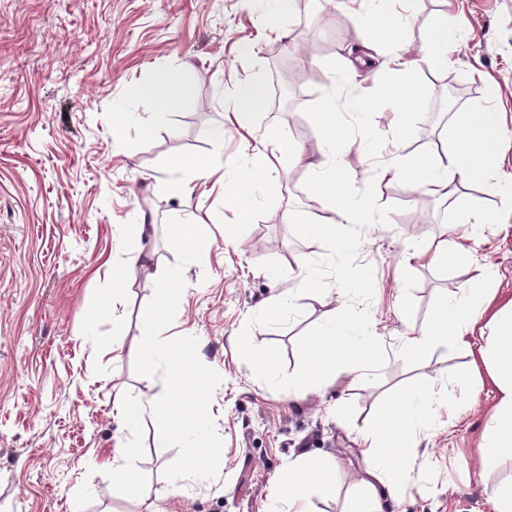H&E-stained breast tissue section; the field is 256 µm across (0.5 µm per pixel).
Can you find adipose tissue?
Returning a JSON list of instances; mask_svg holds the SVG:
<instances>
[{"label": "adipose tissue", "mask_w": 512, "mask_h": 512, "mask_svg": "<svg viewBox=\"0 0 512 512\" xmlns=\"http://www.w3.org/2000/svg\"><path fill=\"white\" fill-rule=\"evenodd\" d=\"M360 17L356 37L365 60L391 48L398 65L408 67L419 58L433 66L448 65V47L461 38L463 25L440 20L421 42L408 36L410 20L398 17L392 0H347ZM420 87L404 78L382 91V105L369 106L363 98L351 101L358 115L385 121L395 137L410 131V107L417 104ZM322 140L315 161L308 168L318 190L327 198V210L318 221L302 223L298 212L288 221L301 224L303 233L321 239L330 250L345 254L354 241L340 239L335 228L340 224H371L379 209L374 192H363L356 175L344 162V117L335 99H327L318 114ZM503 122L500 113L484 108L460 113L453 133V144L444 156H419L408 159L391 154L379 169L383 180H408L412 188L440 198L450 197L460 188L485 181L502 151ZM488 214L473 216L460 209L450 240L436 247L405 252L402 269L412 263L442 266L466 258L479 275L476 280L446 297L436 312L406 337L400 351L417 358L441 345L451 343L468 349L471 358L459 374L456 385L466 391L472 382L488 376L496 392L495 403L484 424L477 445L476 463L481 471H493L502 461L512 460V298H504L496 283L499 274L490 256L477 253L479 227L497 224ZM456 416V399L435 400L431 387L408 391L400 402L387 403L380 414L354 431V442L365 461L358 475L360 494L349 512H383L384 498H397L407 484L394 469L397 461L414 460L427 438V432L439 422L440 411ZM331 461L302 455L288 463L275 477L269 493L268 512H312L311 498L330 499L336 495Z\"/></svg>", "instance_id": "adipose-tissue-1"}]
</instances>
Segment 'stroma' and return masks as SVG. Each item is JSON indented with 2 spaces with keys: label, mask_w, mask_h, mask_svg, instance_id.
<instances>
[{
  "label": "stroma",
  "mask_w": 512,
  "mask_h": 512,
  "mask_svg": "<svg viewBox=\"0 0 512 512\" xmlns=\"http://www.w3.org/2000/svg\"><path fill=\"white\" fill-rule=\"evenodd\" d=\"M454 10L466 34L449 47L447 67L421 61L410 71L421 89L412 120L430 123L433 140L397 141L368 121L347 133L346 165L381 200L357 262L373 269L367 309L386 360L376 381L355 384L340 370L321 391L293 400L253 377L237 337L268 296L295 287L301 260L325 256L321 242L297 236L282 218L293 208L315 220L326 201L306 163L272 167L243 155L223 128L224 114L245 85H271L282 68L305 73L287 103L259 115L255 136L267 139L271 153L281 136L316 150L315 114L325 99L343 111L351 98L392 79L383 56L357 75L344 70L356 16L333 0L302 15L276 0H0V512H149L155 504L168 512H265L273 477L301 454L335 464L336 498L315 500L316 512H347L364 466L348 427L408 385L453 377L468 359L452 345L420 359L399 354L404 337L476 275L459 260L417 265L397 280L404 250L445 240L462 205L512 225V197L496 180L438 199L402 179L376 181L378 159L361 144L367 138L409 159L441 154L458 113L493 106L506 115L502 166L512 171V0H456ZM164 72L187 93L158 123L156 103L133 88ZM493 85L505 90L503 101H491ZM116 112L131 115L118 130ZM219 146L227 169L201 176L174 165ZM236 164L264 175L261 191L243 199L253 212L248 224L224 204ZM186 181L195 186L188 201L177 191ZM191 212L207 243L202 261L189 265L174 333L196 337L200 361L222 378L209 406L223 440L220 471L213 480L169 482L163 471L177 451L162 446L146 413L137 466L148 496L133 499L100 464L117 438L130 436L113 412L115 398L164 391L161 378L135 372L132 347L141 308L154 294L153 269L176 261L165 221ZM142 220L146 234H125V225ZM229 227L237 246L224 243ZM133 251L147 254L151 268L114 291L112 279ZM335 293L331 287L300 299V316L285 328L254 327V344L278 346L286 371L297 370L298 340L322 323ZM399 293L401 319L393 313ZM492 400L487 384L460 396L461 414L429 438V466L409 463L406 493L385 500L384 512H491L490 486L512 475V462L483 477L468 461Z\"/></svg>",
  "instance_id": "stroma-1"
}]
</instances>
